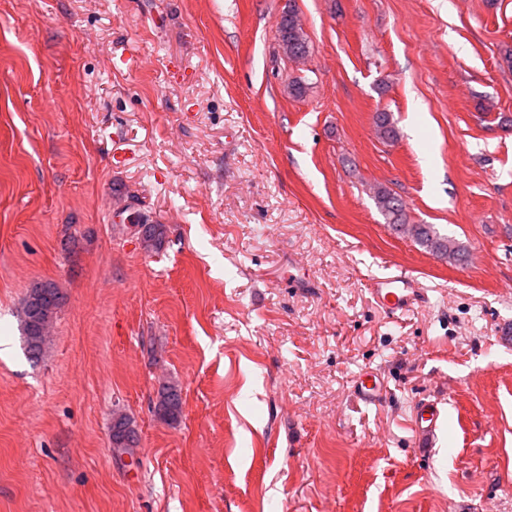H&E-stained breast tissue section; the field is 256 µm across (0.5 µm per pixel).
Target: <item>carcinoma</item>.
<instances>
[{"label": "carcinoma", "instance_id": "obj_1", "mask_svg": "<svg viewBox=\"0 0 512 512\" xmlns=\"http://www.w3.org/2000/svg\"><path fill=\"white\" fill-rule=\"evenodd\" d=\"M275 39L279 48L288 59L297 61L309 53V41L297 16L296 9L288 8L282 12L276 27ZM376 131L386 142L397 140L398 131L389 113L380 111L375 116ZM373 197L380 212L391 229L397 233L410 234L416 243L432 254L456 262L465 260V255L457 243L433 224H411L403 203L387 187L377 185L373 188ZM131 232L147 251L163 248L167 237L164 224H132ZM65 295L53 282L33 283L21 303L18 317L22 328L25 349L28 356L38 360L43 355L49 337V330L62 305ZM157 416L164 421L176 420L182 412L180 391L172 384L164 383L158 391L155 405ZM112 447L127 454H133L138 447V434L132 420L125 414L113 417L111 430Z\"/></svg>", "mask_w": 512, "mask_h": 512}]
</instances>
